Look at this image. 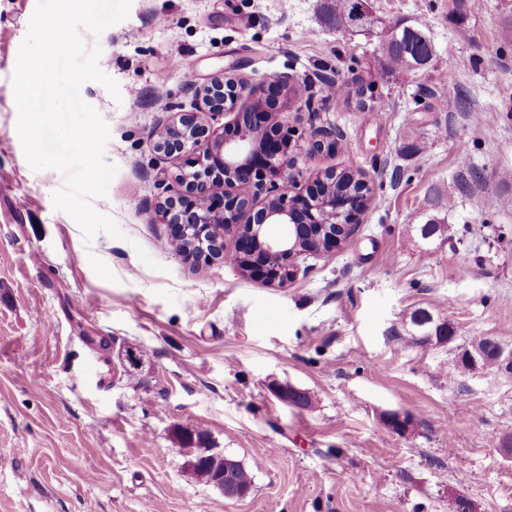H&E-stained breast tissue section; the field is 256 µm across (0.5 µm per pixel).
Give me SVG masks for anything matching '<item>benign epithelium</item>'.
Returning a JSON list of instances; mask_svg holds the SVG:
<instances>
[{"mask_svg":"<svg viewBox=\"0 0 512 512\" xmlns=\"http://www.w3.org/2000/svg\"><path fill=\"white\" fill-rule=\"evenodd\" d=\"M293 83L275 77L259 86L231 76L214 79L197 94L207 112H173L155 142V150L180 163L169 175L170 194L159 202L156 215L168 225L169 240H187L181 256L190 262L209 263L234 257L243 274L274 287H285L301 272L300 261L336 250L354 233L358 216L366 208L351 205L348 196H336L317 187L305 195H292L294 157L288 132L277 109L288 102ZM250 103L233 113V135L218 133L206 120L224 113L227 104ZM248 184L264 196L257 205L239 195L214 192V187ZM224 224V235L213 238L210 225ZM267 224L283 232L268 237ZM387 429L406 432L410 416L389 413Z\"/></svg>","mask_w":512,"mask_h":512,"instance_id":"benign-epithelium-1","label":"benign epithelium"}]
</instances>
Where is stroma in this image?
Wrapping results in <instances>:
<instances>
[{
	"label": "stroma",
	"instance_id": "1",
	"mask_svg": "<svg viewBox=\"0 0 512 512\" xmlns=\"http://www.w3.org/2000/svg\"><path fill=\"white\" fill-rule=\"evenodd\" d=\"M323 0H132L100 37L80 94L109 126L118 172L92 199L124 239L85 242L55 209L65 183L33 170L12 76L37 0H0V512H512V373L457 367L495 339L512 350V0H371L378 25L339 31ZM426 27V69L378 81L366 108L327 80L367 84L381 31ZM234 71L287 75L308 96L281 109L296 139L292 193L325 170L363 172L371 202L341 249L283 288L217 261L186 263L155 219L174 161L155 151L168 107ZM437 218L443 234L422 239ZM143 247L157 262L138 258ZM427 309L452 343L405 345ZM143 358L125 370L126 349ZM310 393L301 409L274 385ZM408 413L402 434L386 413ZM240 461L241 499L194 477L190 447Z\"/></svg>",
	"mask_w": 512,
	"mask_h": 512
}]
</instances>
